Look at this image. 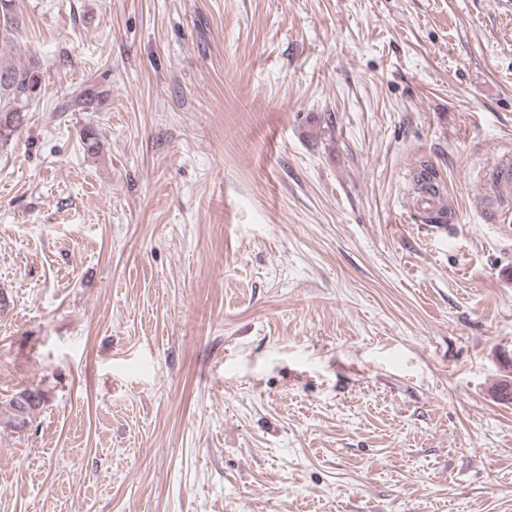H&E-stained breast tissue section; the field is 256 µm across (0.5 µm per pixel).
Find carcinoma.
I'll return each instance as SVG.
<instances>
[{
  "instance_id": "cac0c4a2",
  "label": "carcinoma",
  "mask_w": 512,
  "mask_h": 512,
  "mask_svg": "<svg viewBox=\"0 0 512 512\" xmlns=\"http://www.w3.org/2000/svg\"><path fill=\"white\" fill-rule=\"evenodd\" d=\"M19 29L20 21L13 12L12 0H0V55L11 50ZM36 72V59L23 67L0 66V140L8 139L21 127L24 112L37 87ZM105 96L106 90L97 81L90 80L73 90L69 105L73 110L81 111L101 103ZM26 393L25 389L16 393L0 409V425L22 431L25 424L32 422L31 411L42 406L45 399L23 404L21 399Z\"/></svg>"
}]
</instances>
